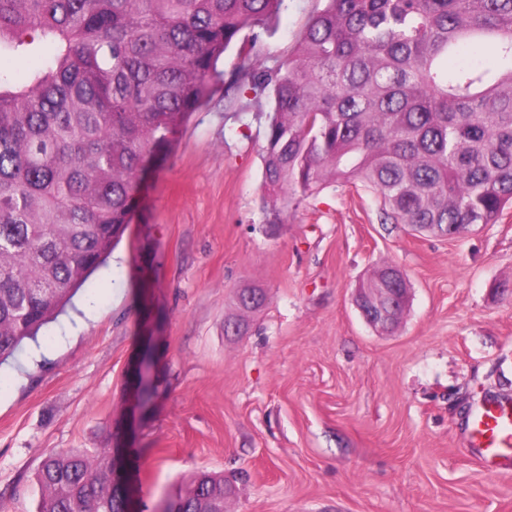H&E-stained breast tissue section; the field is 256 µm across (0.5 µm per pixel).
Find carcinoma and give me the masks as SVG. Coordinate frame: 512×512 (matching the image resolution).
<instances>
[{"label": "carcinoma", "instance_id": "carcinoma-1", "mask_svg": "<svg viewBox=\"0 0 512 512\" xmlns=\"http://www.w3.org/2000/svg\"><path fill=\"white\" fill-rule=\"evenodd\" d=\"M270 67L258 42L285 0H0V362L102 266L158 148L241 61L224 99L265 98L264 185L342 180L387 219L456 237L512 206V0H320ZM492 44L498 65L448 71ZM364 288H405L394 265ZM115 448L47 455L37 512H132ZM166 512H224L202 473Z\"/></svg>", "mask_w": 512, "mask_h": 512}]
</instances>
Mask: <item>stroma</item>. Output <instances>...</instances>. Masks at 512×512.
Segmentation results:
<instances>
[{"label": "stroma", "mask_w": 512, "mask_h": 512, "mask_svg": "<svg viewBox=\"0 0 512 512\" xmlns=\"http://www.w3.org/2000/svg\"><path fill=\"white\" fill-rule=\"evenodd\" d=\"M287 0L264 57L318 9ZM266 107L224 106V86L145 176L105 267L0 365V504L34 512L52 448L119 445L134 512L198 472L233 479L225 512H512V459L487 468L469 426L512 404V208L455 238L384 221L342 181L313 195L263 185ZM392 264L410 283L399 324L360 314V283ZM264 306L241 335L235 293ZM155 397L131 410L133 368Z\"/></svg>", "instance_id": "1"}]
</instances>
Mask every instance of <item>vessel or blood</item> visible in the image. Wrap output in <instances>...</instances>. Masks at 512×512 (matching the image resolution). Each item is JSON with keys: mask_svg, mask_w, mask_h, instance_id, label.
<instances>
[{"mask_svg": "<svg viewBox=\"0 0 512 512\" xmlns=\"http://www.w3.org/2000/svg\"><path fill=\"white\" fill-rule=\"evenodd\" d=\"M470 442L482 449L487 465L512 454V405L491 402L478 408L472 416Z\"/></svg>", "mask_w": 512, "mask_h": 512, "instance_id": "obj_1", "label": "vessel or blood"}]
</instances>
